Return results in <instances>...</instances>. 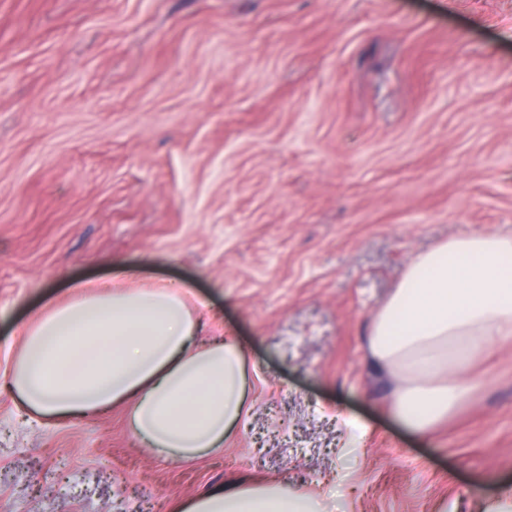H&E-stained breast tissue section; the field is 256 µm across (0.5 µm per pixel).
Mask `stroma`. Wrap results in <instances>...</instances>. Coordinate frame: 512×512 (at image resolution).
Here are the masks:
<instances>
[{"instance_id":"35a3bbf8","label":"stroma","mask_w":512,"mask_h":512,"mask_svg":"<svg viewBox=\"0 0 512 512\" xmlns=\"http://www.w3.org/2000/svg\"><path fill=\"white\" fill-rule=\"evenodd\" d=\"M466 231L512 234V0H0V512H173L238 479L481 512L512 485V339L425 436L367 347ZM122 266L246 344L223 453L172 462L125 408L46 421L2 389L31 313Z\"/></svg>"}]
</instances>
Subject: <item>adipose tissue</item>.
Segmentation results:
<instances>
[{"label": "adipose tissue", "instance_id": "ef3b65f1", "mask_svg": "<svg viewBox=\"0 0 512 512\" xmlns=\"http://www.w3.org/2000/svg\"><path fill=\"white\" fill-rule=\"evenodd\" d=\"M200 321L164 284L119 290L101 283L25 325L8 386L43 418L124 405L140 441L173 461L223 450L247 399L236 338L198 342ZM512 337V234L467 232L405 269L372 320L367 346L396 381L393 412L423 435L473 387L468 366ZM178 512H320L288 480L239 481L180 503Z\"/></svg>", "mask_w": 512, "mask_h": 512}]
</instances>
